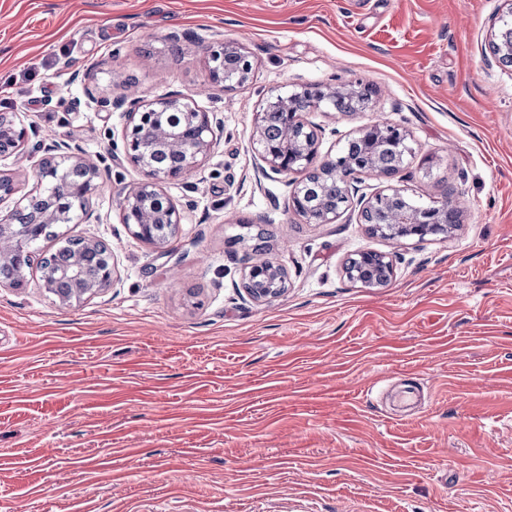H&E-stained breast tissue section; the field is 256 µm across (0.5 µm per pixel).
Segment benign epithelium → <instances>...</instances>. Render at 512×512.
<instances>
[{"instance_id": "1", "label": "benign epithelium", "mask_w": 512, "mask_h": 512, "mask_svg": "<svg viewBox=\"0 0 512 512\" xmlns=\"http://www.w3.org/2000/svg\"><path fill=\"white\" fill-rule=\"evenodd\" d=\"M506 12L500 19L497 30L491 31L488 45L493 56L501 59L512 57V41L502 37L505 26L512 24V0H503ZM238 57L240 66L235 71L224 68V57ZM253 71V61L247 52L235 43L224 42L210 49L209 74L213 81L224 83V88L232 90L244 85ZM355 92L353 86L302 87L300 89H273L266 97L265 103L283 112L289 130L286 145H275L267 141L263 117L259 113L253 135V152L260 162L265 164L261 171L271 170L275 173H288L312 164L318 154V136L314 128L306 124L301 113L295 111L293 102L297 97H304L313 111L333 106L336 98ZM179 112L191 117L193 124L181 128L173 123H164L163 117ZM131 129L126 133L125 152L130 161L137 166L143 177L137 185L127 192L122 201L123 223L131 234L157 247L164 240L156 237L155 216L145 207V200L161 193L163 184L179 180L192 173L207 157L215 145L214 130L208 113L198 109L192 97L171 94L160 97L150 104L140 106L128 113ZM385 130L398 144L406 145L408 133L397 125L388 122H376L369 130ZM153 130L157 140L169 148L181 153L182 167L178 170L162 172L151 168L146 163L149 149L144 132ZM28 139L26 127L12 117L0 115V155L6 156L17 152ZM37 180L46 185H53L64 176L72 178L76 184L67 189L68 196L77 201L84 219H89L85 202L98 188V171L95 164L76 153H64L50 158H42L37 164ZM293 205L303 213L308 224H334L342 211H324L310 213L304 206L303 184L298 183L292 193ZM35 201L33 197H15V192H0V208L5 214L0 216V263L11 262L23 254V231L9 223L10 218L25 210V206ZM447 208L432 206L414 214H399L394 223L379 227L386 235L400 234L423 240L428 236L447 238L455 227L446 224ZM183 215L171 201H166L165 228L177 233L182 224ZM86 249L102 254V266L99 278L88 281L82 273V258L76 257L66 270L58 271L40 260L42 286L55 294L59 302L68 305L73 301L91 297L99 291L114 284V259L112 248L105 242L89 237L82 239ZM27 265H32L33 254L27 255ZM380 270L393 272L392 261L384 254L366 251L349 257L344 266V273L350 280L361 281L369 288H378L380 284L369 279V274ZM243 284L249 297L256 303H267L283 296L288 290L286 270L272 261H258L245 267Z\"/></svg>"}]
</instances>
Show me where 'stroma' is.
Segmentation results:
<instances>
[{"label":"stroma","instance_id":"obj_1","mask_svg":"<svg viewBox=\"0 0 512 512\" xmlns=\"http://www.w3.org/2000/svg\"><path fill=\"white\" fill-rule=\"evenodd\" d=\"M502 0H0V113L29 131L0 157L18 195L36 165L99 168L90 223L117 283L60 305L38 268L0 284V512H512V68L490 54ZM180 50H172L170 35ZM240 44L243 86L208 78ZM123 84H114L112 74ZM373 84L362 112L311 111L319 159L385 121L407 130L399 187L466 212L447 239H387L358 221L382 180L354 182L333 224L289 205L303 172L261 174L268 92ZM191 95L216 144L163 195L184 212L164 248L123 222L142 173L131 100ZM265 226L264 254L241 236ZM392 256L380 288L347 257ZM283 297L245 295L258 257ZM233 55L238 57L240 66L236 71L224 68V57ZM253 61L247 52L235 43L224 42L216 48L210 49L209 74L213 81L224 82V88L233 90L244 85L253 71ZM243 284L254 302L267 303L287 292L288 274L272 261H258L245 267Z\"/></svg>","mask_w":512,"mask_h":512}]
</instances>
